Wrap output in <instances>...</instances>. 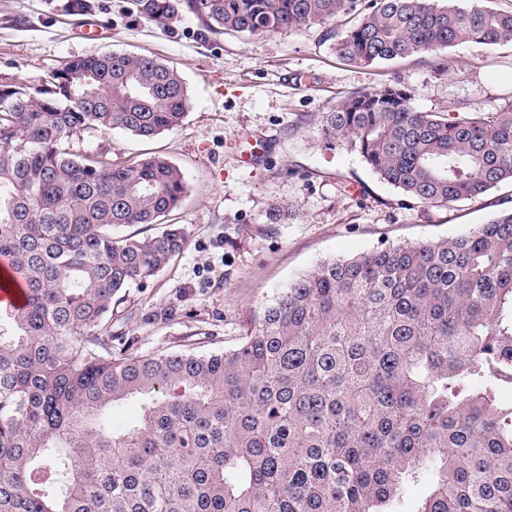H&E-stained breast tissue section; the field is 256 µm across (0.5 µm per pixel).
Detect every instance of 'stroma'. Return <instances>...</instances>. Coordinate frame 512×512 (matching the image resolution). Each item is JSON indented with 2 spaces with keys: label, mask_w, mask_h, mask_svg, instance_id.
I'll use <instances>...</instances> for the list:
<instances>
[{
  "label": "stroma",
  "mask_w": 512,
  "mask_h": 512,
  "mask_svg": "<svg viewBox=\"0 0 512 512\" xmlns=\"http://www.w3.org/2000/svg\"><path fill=\"white\" fill-rule=\"evenodd\" d=\"M129 2L95 0V17L108 20L112 33L87 38L75 33L80 17L47 0H0V84L38 88L71 58L114 51L169 63L188 88L185 119L153 139L87 130L72 141L75 151L117 161L166 157L187 182L167 222L186 228L188 244L114 309L113 355L231 347L317 261L455 236L512 197L507 184L444 207H408L358 156L324 148L318 133L321 113L342 97L395 76L414 90L421 110L443 112L452 102L494 110L512 97V44L461 45L362 68L330 49L340 20L255 37L217 35L186 13L162 26L147 22ZM288 167L294 176L285 175Z\"/></svg>",
  "instance_id": "stroma-1"
}]
</instances>
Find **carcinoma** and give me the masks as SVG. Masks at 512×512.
Instances as JSON below:
<instances>
[{"instance_id":"carcinoma-1","label":"carcinoma","mask_w":512,"mask_h":512,"mask_svg":"<svg viewBox=\"0 0 512 512\" xmlns=\"http://www.w3.org/2000/svg\"><path fill=\"white\" fill-rule=\"evenodd\" d=\"M491 0H130L251 36L352 16L344 62L512 44ZM399 80L324 113L405 205L512 183V98L428 112ZM188 90L147 55L75 57L41 89L0 85V261L26 288L0 308V512H512V206L435 241L383 243L295 278L235 346L112 356V309L187 245L169 224L183 171L159 155L77 153L86 129L152 139ZM140 225L147 233L116 230ZM143 401L123 426L120 404Z\"/></svg>"}]
</instances>
